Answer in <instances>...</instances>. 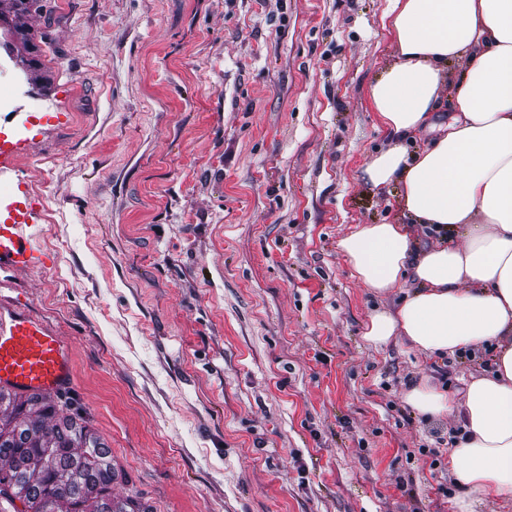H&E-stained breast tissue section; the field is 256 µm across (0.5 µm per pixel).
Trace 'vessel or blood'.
Wrapping results in <instances>:
<instances>
[{"label":"vessel or blood","mask_w":512,"mask_h":512,"mask_svg":"<svg viewBox=\"0 0 512 512\" xmlns=\"http://www.w3.org/2000/svg\"><path fill=\"white\" fill-rule=\"evenodd\" d=\"M17 181L7 211H0V270L23 272L44 262L29 236L38 215ZM76 382L74 351L41 318L0 297V388L20 398L58 394Z\"/></svg>","instance_id":"1"}]
</instances>
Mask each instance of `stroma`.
<instances>
[{"instance_id":"35a3bbf8","label":"stroma","mask_w":512,"mask_h":512,"mask_svg":"<svg viewBox=\"0 0 512 512\" xmlns=\"http://www.w3.org/2000/svg\"><path fill=\"white\" fill-rule=\"evenodd\" d=\"M42 6L27 45L0 0V87L60 115L11 133L46 261L0 271V295L72 341L69 413L110 448L116 493L154 512H459L426 451L463 419L403 393L426 379L458 402L482 370L367 344L402 294L364 288L338 248L398 214L361 177L389 144L368 100L393 60L386 0Z\"/></svg>"}]
</instances>
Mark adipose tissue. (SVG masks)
Returning <instances> with one entry per match:
<instances>
[{
    "mask_svg": "<svg viewBox=\"0 0 512 512\" xmlns=\"http://www.w3.org/2000/svg\"><path fill=\"white\" fill-rule=\"evenodd\" d=\"M385 16L394 60L369 101L393 145L362 178L399 186V216L357 226L338 247L366 288L406 292L396 311L371 315L368 344L398 337L439 359L492 346L490 373L465 386L448 465L466 494L512 502V0H387ZM452 64L464 69L453 84ZM418 224L447 234L417 247Z\"/></svg>",
    "mask_w": 512,
    "mask_h": 512,
    "instance_id": "ef3b65f1",
    "label": "adipose tissue"
}]
</instances>
